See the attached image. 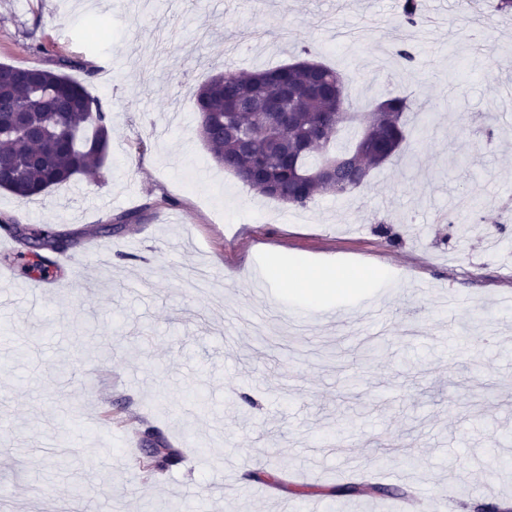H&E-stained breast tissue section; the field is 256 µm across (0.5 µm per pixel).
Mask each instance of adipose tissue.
<instances>
[{
    "label": "adipose tissue",
    "mask_w": 512,
    "mask_h": 512,
    "mask_svg": "<svg viewBox=\"0 0 512 512\" xmlns=\"http://www.w3.org/2000/svg\"><path fill=\"white\" fill-rule=\"evenodd\" d=\"M389 279L387 271H362L335 265H318L304 257L292 258L288 264V283L294 295L314 302L322 297L355 288H381Z\"/></svg>",
    "instance_id": "adipose-tissue-1"
}]
</instances>
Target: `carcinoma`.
<instances>
[{"instance_id": "1", "label": "carcinoma", "mask_w": 512, "mask_h": 512, "mask_svg": "<svg viewBox=\"0 0 512 512\" xmlns=\"http://www.w3.org/2000/svg\"><path fill=\"white\" fill-rule=\"evenodd\" d=\"M418 0H403L401 22L415 26ZM76 62L59 58L52 66L32 69L29 80H18L0 91V113L22 111L26 123L40 135L0 128V189L22 200L35 199L74 177L102 167L108 158L110 118L86 87L63 73ZM224 79L215 75L196 92L199 134L216 162L259 195L294 208H308L323 196L343 197L364 187L371 171L403 158L409 114L421 111L411 96L389 94L369 112L358 113L349 87L355 76L343 75L320 62L296 61L261 71L224 67ZM288 85L296 95L290 101L292 125L278 128L275 112H239L233 125L222 124L226 105L239 95L263 108ZM359 122L362 132L348 147L336 146V130ZM333 157L332 181L320 173L321 160ZM448 223L456 237L479 231L473 222H461L452 212ZM0 228L24 241L28 273L43 274L49 254L60 253L58 236L49 229L22 227L1 221ZM181 461V452L158 440L140 461L145 471L168 470ZM366 492L385 494L389 488L375 478L350 482L330 490L332 496Z\"/></svg>"}]
</instances>
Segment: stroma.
Segmentation results:
<instances>
[{
  "instance_id": "1",
  "label": "stroma",
  "mask_w": 512,
  "mask_h": 512,
  "mask_svg": "<svg viewBox=\"0 0 512 512\" xmlns=\"http://www.w3.org/2000/svg\"><path fill=\"white\" fill-rule=\"evenodd\" d=\"M401 2L0 0V63L77 61L70 77L111 118L100 174L29 201L0 189V219L69 233L84 269L34 296L0 287V512H396L397 498H328L357 471L441 512L512 505V246L496 241L512 239L496 226L512 213V15L420 0L438 25L410 27ZM92 17L106 37L87 36ZM305 48L355 76L357 109L406 93L434 121L410 117L412 164L295 209L216 163L194 93L224 65ZM465 197L483 207L461 240L448 211ZM124 210L139 222L103 234ZM297 255L395 276L321 311L277 280L253 296L260 261ZM147 429L177 467L142 471ZM271 462L279 485L253 480Z\"/></svg>"
}]
</instances>
